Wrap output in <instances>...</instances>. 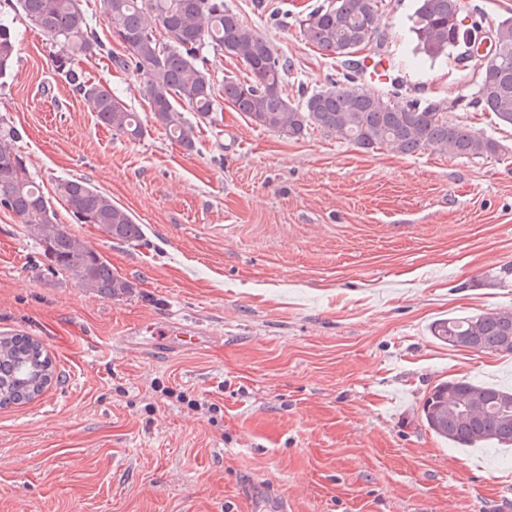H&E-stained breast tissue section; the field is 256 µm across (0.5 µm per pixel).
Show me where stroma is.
<instances>
[{
  "label": "stroma",
  "instance_id": "35a3bbf8",
  "mask_svg": "<svg viewBox=\"0 0 512 512\" xmlns=\"http://www.w3.org/2000/svg\"><path fill=\"white\" fill-rule=\"evenodd\" d=\"M326 2L225 0L289 62L288 83L311 91L341 69L300 33ZM81 5L111 53L76 65L119 90L143 136L98 123L17 0H0L18 33L0 118L22 130L59 223L135 288H79L0 210V336L39 340L57 373L36 399L0 406V512H512V447L461 448L421 419L442 381L512 386V357L430 334L439 319L512 310V128L450 112L499 142L487 158L291 138L225 101V78L250 74L211 49L215 106L188 112L189 153L154 125L141 77L116 65L127 50L102 0ZM415 8L386 0L382 41L367 51L389 78L373 90L471 98L478 75L456 54L412 64ZM65 177L111 196L142 238L77 223L56 192ZM169 319L213 332L210 349L151 359L120 341L122 328Z\"/></svg>",
  "mask_w": 512,
  "mask_h": 512
}]
</instances>
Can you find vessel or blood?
<instances>
[{
	"label": "vessel or blood",
	"instance_id": "vessel-or-blood-1",
	"mask_svg": "<svg viewBox=\"0 0 512 512\" xmlns=\"http://www.w3.org/2000/svg\"><path fill=\"white\" fill-rule=\"evenodd\" d=\"M122 340L144 354L175 352H202L209 348L213 336L210 331L191 324L170 322L164 325L140 323L126 328Z\"/></svg>",
	"mask_w": 512,
	"mask_h": 512
}]
</instances>
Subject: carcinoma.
<instances>
[{
    "label": "carcinoma",
    "mask_w": 512,
    "mask_h": 512,
    "mask_svg": "<svg viewBox=\"0 0 512 512\" xmlns=\"http://www.w3.org/2000/svg\"><path fill=\"white\" fill-rule=\"evenodd\" d=\"M456 2L417 0L411 17L414 54L434 60L462 49L478 34V21L466 29L452 23ZM18 4L31 26L60 45L55 56L58 74L93 102L100 124L119 135L142 137L138 113L128 109L112 87L86 80L73 67L74 57L104 51L80 0H18ZM103 5L112 37L129 50V56L116 64L143 78L154 122L187 151L196 146L195 126L177 103L188 105L202 118L213 111V82L198 63L207 47L236 58L250 71L249 82L224 81V98L265 129L291 138L320 131L365 151L387 148L402 155L431 150L482 158L501 151L482 131L448 119L446 100L412 98L395 105L358 82L361 68L353 54L380 38L376 19L384 0H329L306 14L301 22L304 39L342 59L348 85L311 92L300 86L295 98L285 89L287 61L224 0H103ZM157 27L164 32L161 40L154 33ZM495 39L502 62L480 73L475 96L461 106L489 112L500 124L512 126V17L498 23ZM16 44V31L0 20V77L12 68ZM19 139L15 126L0 122V209L19 216L51 268L66 273L79 287L107 297L128 293L132 282L113 273L98 252L57 222L51 202L18 149ZM57 190L79 223L95 224L119 241L142 238V225L86 180L64 178ZM430 332L450 347L512 356V310L448 318L432 324ZM53 375L52 358L41 342L22 335L0 337V405L32 401ZM422 420L431 432L454 445L510 448L512 388L468 378L441 382L425 397Z\"/></svg>",
    "instance_id": "obj_1"
}]
</instances>
